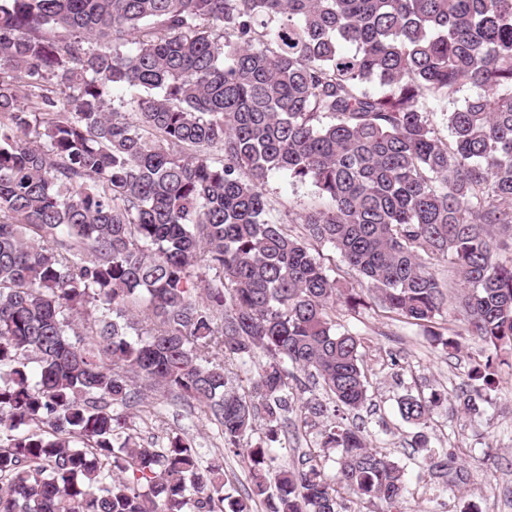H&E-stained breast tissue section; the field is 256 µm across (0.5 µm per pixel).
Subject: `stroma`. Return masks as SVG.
I'll return each instance as SVG.
<instances>
[{"label":"stroma","mask_w":512,"mask_h":512,"mask_svg":"<svg viewBox=\"0 0 512 512\" xmlns=\"http://www.w3.org/2000/svg\"><path fill=\"white\" fill-rule=\"evenodd\" d=\"M263 191L275 219L321 205L313 186L292 182L284 173L270 176ZM338 321L359 334L365 346L370 400L349 419L363 427L371 447L404 465L408 512H512V363L498 366L494 404L481 414L460 418L449 405L435 408L424 429L429 445L416 452L410 443L417 430L402 421L399 398L433 389L451 392L466 384L469 361L480 355L481 344L463 340L460 351L451 355L417 327L389 321L369 308L356 315L340 312ZM148 401L151 416L130 421L142 445L159 448L169 437H182L196 448L201 465H223L229 493L245 496L250 484L245 464L225 452L216 425L198 405L162 392L149 393ZM445 452L453 454L455 468L468 474L451 489L432 477L427 461L428 455Z\"/></svg>","instance_id":"obj_1"}]
</instances>
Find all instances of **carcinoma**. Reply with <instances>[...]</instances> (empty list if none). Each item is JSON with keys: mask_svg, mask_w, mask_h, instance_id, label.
I'll use <instances>...</instances> for the list:
<instances>
[{"mask_svg": "<svg viewBox=\"0 0 512 512\" xmlns=\"http://www.w3.org/2000/svg\"><path fill=\"white\" fill-rule=\"evenodd\" d=\"M465 86L445 141L427 99ZM276 172L324 201L288 214L302 235L269 218ZM370 304L512 349V0H0V512H250L182 438L136 441L140 379L221 427L265 512H404L405 467L337 420L368 382L336 307ZM494 374L469 369L457 414ZM290 426L315 440L288 469ZM314 246L323 255L325 263L335 269L337 279L348 287L359 288L356 273L341 261L339 254L330 245L314 243Z\"/></svg>", "mask_w": 512, "mask_h": 512, "instance_id": "carcinoma-1", "label": "carcinoma"}]
</instances>
